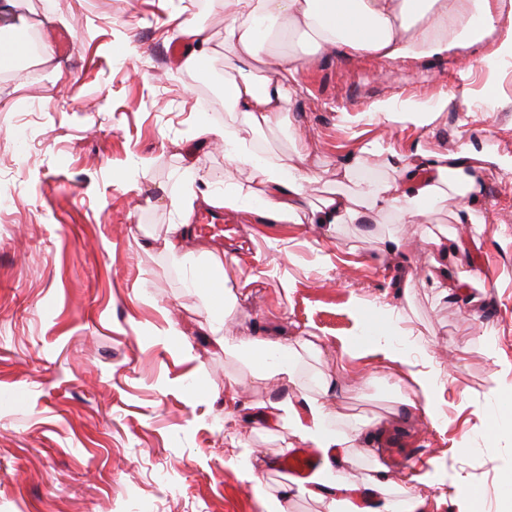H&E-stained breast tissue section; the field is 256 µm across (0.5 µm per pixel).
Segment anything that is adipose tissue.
I'll use <instances>...</instances> for the list:
<instances>
[{"mask_svg": "<svg viewBox=\"0 0 512 512\" xmlns=\"http://www.w3.org/2000/svg\"><path fill=\"white\" fill-rule=\"evenodd\" d=\"M499 31L498 55L512 57V21L503 22L490 0H224V61L230 76L224 79V108L234 121L225 126L221 146L225 160L250 169L258 183V194L224 195L228 209L252 207L275 224L300 223L309 215L314 224H344L356 214V197L331 194L314 213H306V187L314 174L308 152L297 163L269 159L253 147L255 132L276 125L296 93L303 67H315L321 56L349 58L367 56L386 61L414 59L421 54L439 55L448 49L449 36L471 44L481 42L490 31ZM303 35L310 46L304 60L282 59L276 77L257 79L254 62L271 45L269 32ZM480 158L464 151L419 154L415 162L397 159L392 182L380 185L371 194L372 205L393 213L405 222L422 214L452 195L449 172L478 167ZM170 254H197L203 267L215 277V285L201 289L196 276L185 280L192 292H204L215 302V318L228 313L229 291L224 277V259L200 249L189 222L171 225L166 239ZM306 417L289 410L288 419L303 440L311 442L323 455V463L303 481L290 485L284 494L269 501L266 512H288V500L297 495L330 498L333 512H350L349 502L334 498L335 490L349 487L346 471L334 461L339 452L359 447L371 436L370 425L336 428L335 414L324 404L309 400ZM371 506L366 512H418L420 498L411 491L390 493L384 477H373Z\"/></svg>", "mask_w": 512, "mask_h": 512, "instance_id": "obj_1", "label": "adipose tissue"}]
</instances>
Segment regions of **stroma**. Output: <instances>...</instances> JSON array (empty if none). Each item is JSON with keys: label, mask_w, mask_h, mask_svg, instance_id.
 I'll return each mask as SVG.
<instances>
[{"label": "stroma", "mask_w": 512, "mask_h": 512, "mask_svg": "<svg viewBox=\"0 0 512 512\" xmlns=\"http://www.w3.org/2000/svg\"><path fill=\"white\" fill-rule=\"evenodd\" d=\"M174 15L224 32L223 0H0L1 34L69 40L24 80L0 73V512H263L289 480L250 475L239 455L303 447L272 415L303 393L339 424H375L344 464L357 507L383 467L420 512H499L512 478V58H495L497 33L440 56L301 70L279 124L255 138L283 159L313 145L310 202L355 192L343 165L373 141L383 152L364 177L378 184L395 177L390 153L481 154L479 215L457 223L454 198L415 224L378 209L347 224L227 212L247 249L224 261L236 302L215 334L166 249L171 201L190 184L256 185L197 133L231 117L208 111L199 70L171 57ZM394 318L403 366L367 335ZM219 334L312 348L294 378L270 379ZM429 369L433 421L410 377ZM463 479L479 490L466 503Z\"/></svg>", "instance_id": "1"}]
</instances>
